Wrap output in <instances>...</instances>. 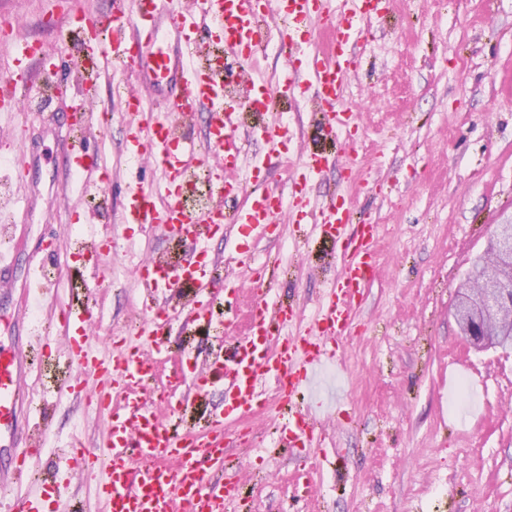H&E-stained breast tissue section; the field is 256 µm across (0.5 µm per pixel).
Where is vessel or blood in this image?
Segmentation results:
<instances>
[{"instance_id": "b4317fda", "label": "vessel or blood", "mask_w": 512, "mask_h": 512, "mask_svg": "<svg viewBox=\"0 0 512 512\" xmlns=\"http://www.w3.org/2000/svg\"><path fill=\"white\" fill-rule=\"evenodd\" d=\"M279 22L264 25L265 0H112L110 14L101 15L79 4L61 8L68 32L87 37L89 52L105 61H119L124 77L135 78L164 94V108L130 87H117L123 100L125 150L134 159L158 162L163 177L152 189L129 192L120 223L137 224L168 237L187 241L183 264L170 266L153 256L141 261L134 274L146 296L153 298L142 320L138 343L114 341L108 354L87 345L89 318L59 310L54 318L68 340L67 356L78 373L66 393L90 391L97 410L107 411L109 427L103 443L81 449L74 464L98 473L101 512H227L236 501L235 482L213 483L206 472L224 466V449L241 442L239 424L244 416L264 409L268 390L279 393L288 416L279 425V441L292 448L313 447L317 431L311 412L315 373L334 365L339 337L349 335L375 271L378 226L347 202L330 200L312 208L305 190L307 176L320 173L326 158L313 154L303 159L290 193L266 188L246 189L239 183L218 180V194L244 196L241 207L225 211L216 204L202 214L187 212L180 198L183 175L203 158H216L221 170L241 167L244 143L234 119L233 106L224 103L223 63L204 57L207 44L220 42L225 52L243 63L252 61L270 39H277L287 56H294L303 29L323 38L321 48L308 53L303 72H284L276 83L251 80L243 91L245 102L260 114L274 111L279 98L312 89L318 106L314 117L326 134L345 127L352 115L342 107L346 83L354 70L357 45L365 26L386 0H277ZM20 18L0 20V46L14 69L0 81V113L18 111L20 91L42 79L88 98L96 93L99 74L74 88L69 61L48 58L42 44L21 36ZM206 118V147L198 149L191 136L196 116ZM92 112L70 115L72 133L62 154L65 172L83 189H99L107 182L99 151L87 149L84 136L103 126ZM289 129L283 123H263L262 139L271 149H282ZM310 225L318 238L338 250L342 264L332 286L321 298L313 321H305L293 307L260 295L252 308L249 330L241 336L230 360L212 361L210 383H222L224 404L213 413L205 435L180 433L162 419L146 384L156 374L154 353L161 338L182 313L201 321L210 312L222 281L218 260L210 250L226 224L239 235L271 232L281 217ZM15 237L9 225H0V282L11 283L15 264ZM192 295L185 309H177L183 289ZM29 288H22L17 312L0 318V485H20L45 446L44 430H30L24 411V387L32 361L22 347L41 345L37 336L22 332L30 316ZM125 392L114 401L115 392Z\"/></svg>"}]
</instances>
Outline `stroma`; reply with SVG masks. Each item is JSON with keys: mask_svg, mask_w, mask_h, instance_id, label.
<instances>
[{"mask_svg": "<svg viewBox=\"0 0 512 512\" xmlns=\"http://www.w3.org/2000/svg\"><path fill=\"white\" fill-rule=\"evenodd\" d=\"M55 3L0 0V16H22V35L42 41L54 56L87 59L70 35L49 25ZM362 40L344 101L355 111L347 130L325 136L309 120L302 98L277 102L292 133V159L320 152L333 163L309 177L311 200L347 196L381 226L379 273L358 326L336 345L335 380L316 387L325 405L317 471L308 487H295L309 451L276 446L274 422L264 417L251 423V451L227 448L224 469L208 478L236 481L241 512H512V350L474 351L452 315L471 259L484 252L494 225L512 216V0H389ZM87 107L110 116L103 132L88 138L110 175L101 206L56 189L60 142L24 109L0 120V183L11 180L2 160L10 155L16 126L26 125L38 204L17 245L15 285H44L42 274H29L28 263L43 235L56 236L71 255L57 295L72 310L96 308L98 329L88 341L106 353L109 336L133 338L146 309L130 272L132 257L178 259L188 244L136 224L112 223L126 188L155 184L161 172L138 169L126 155L124 117L108 80L100 81ZM239 122L251 145L238 179L255 174L282 186L289 172L253 136L254 113L240 112ZM351 141L358 152L353 170L345 166ZM71 211L81 222L68 223ZM106 233L116 256L91 265L92 244ZM237 242L231 236L211 243L228 261L224 273L239 286L214 302L218 320L244 316L256 285L232 263ZM255 259L264 266V287L308 321L340 266L339 256L309 230L289 223L281 236L259 244ZM237 339L203 322H179L167 356L202 367L215 354H231ZM49 340L50 352H31L32 386L41 393L31 418L49 415L48 442L36 466L56 472V484L47 493L34 480L27 488L42 496L40 512H96V481L78 469L58 470L55 448L76 438L89 448L98 444L108 416L82 399L59 395L77 366L63 353L65 338L53 334ZM462 379L475 395L464 406L455 399ZM223 403L219 386H205L183 405L179 432L205 430Z\"/></svg>", "mask_w": 512, "mask_h": 512, "instance_id": "35a3bbf8", "label": "stroma"}]
</instances>
